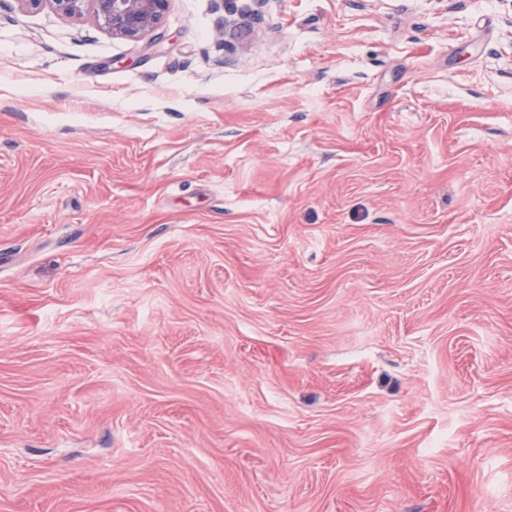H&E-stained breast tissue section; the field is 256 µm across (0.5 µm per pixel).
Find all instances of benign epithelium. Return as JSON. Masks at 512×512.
<instances>
[{"label":"benign epithelium","mask_w":512,"mask_h":512,"mask_svg":"<svg viewBox=\"0 0 512 512\" xmlns=\"http://www.w3.org/2000/svg\"><path fill=\"white\" fill-rule=\"evenodd\" d=\"M28 9L48 2L67 16L91 9L99 26L116 38L138 41L152 32L168 9L170 0H18Z\"/></svg>","instance_id":"benign-epithelium-1"}]
</instances>
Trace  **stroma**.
I'll return each instance as SVG.
<instances>
[{
	"instance_id": "stroma-1",
	"label": "stroma",
	"mask_w": 512,
	"mask_h": 512,
	"mask_svg": "<svg viewBox=\"0 0 512 512\" xmlns=\"http://www.w3.org/2000/svg\"><path fill=\"white\" fill-rule=\"evenodd\" d=\"M0 512H512V0H0ZM37 9L44 2L67 16H80L90 8L99 26L112 37L139 41L152 32L168 9L170 0H19Z\"/></svg>"
}]
</instances>
